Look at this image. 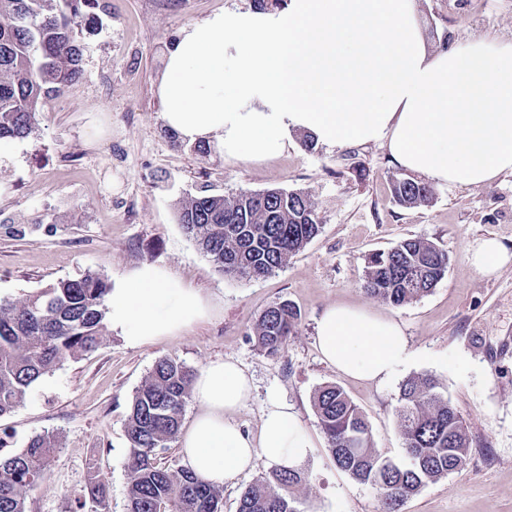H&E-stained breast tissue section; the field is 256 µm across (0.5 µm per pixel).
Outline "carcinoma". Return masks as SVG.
Listing matches in <instances>:
<instances>
[{"label": "carcinoma", "instance_id": "cac0c4a2", "mask_svg": "<svg viewBox=\"0 0 512 512\" xmlns=\"http://www.w3.org/2000/svg\"><path fill=\"white\" fill-rule=\"evenodd\" d=\"M93 0H0V140L28 136L43 101L82 73L76 28ZM395 202L407 209L433 199L426 183L395 176ZM185 233L226 275L266 277L288 263L319 232L315 206L299 190L280 188L232 196L200 195L178 214ZM448 253L423 238H408L365 259L367 293L395 306L428 294L448 269ZM107 277L86 272L60 280L23 302L0 299V417L24 400L30 387L65 362L95 351L102 341ZM298 312L287 301L268 307L253 335L269 355L285 349ZM193 369L165 357L135 390L126 437L130 492L126 512H222V492L188 468L158 462L159 451L178 437L191 398ZM313 406L336 466L375 487L383 512H402L429 482L460 468L470 445L466 427L429 375L408 379L400 391V427L406 462L371 445L368 421L335 384L320 387ZM61 447L53 432L32 437L10 456H0V512H27L28 495L48 476ZM305 472L278 467L242 493L238 512H299L293 490ZM106 488L93 474L81 508L105 510Z\"/></svg>", "mask_w": 512, "mask_h": 512}]
</instances>
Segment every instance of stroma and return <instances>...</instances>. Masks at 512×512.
Instances as JSON below:
<instances>
[{
	"mask_svg": "<svg viewBox=\"0 0 512 512\" xmlns=\"http://www.w3.org/2000/svg\"><path fill=\"white\" fill-rule=\"evenodd\" d=\"M253 7L254 0H96L79 27L80 78L0 157V298L22 301L89 270L117 288L153 264L212 308L179 335L138 347L105 329L95 352L41 378L23 405L0 418L11 453L47 431L62 438L27 512H77L93 473L107 485L108 512H126L128 404L163 357L195 370L237 361L253 383L251 401L235 416L246 431L257 432L270 390L294 408L313 441L302 465L308 479L294 490L299 512H381L378 490L337 468L313 407L315 391L330 383L343 388L365 415L374 448L400 460V387L431 375L465 423L470 448L460 469L428 483L403 512H512V263L490 276L470 263L487 238L512 253V172L479 188L434 184L429 205L406 209L391 194L400 169L381 142L308 150L296 139L260 164L224 159L211 147L176 146L158 94L168 45L217 11ZM420 12L438 47L483 35L512 41V0H420ZM271 188L307 194L320 229L264 278L224 275L178 222L188 197ZM9 224L24 227V235L8 234ZM410 237L447 251L445 276L401 306L367 295L366 254ZM281 301L295 306L299 319L284 351L271 356L258 347L253 326ZM339 303L401 324L408 356L387 380H355L323 359L317 320Z\"/></svg>",
	"mask_w": 512,
	"mask_h": 512,
	"instance_id": "stroma-1",
	"label": "stroma"
}]
</instances>
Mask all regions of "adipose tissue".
I'll use <instances>...</instances> for the list:
<instances>
[{"instance_id": "adipose-tissue-1", "label": "adipose tissue", "mask_w": 512, "mask_h": 512, "mask_svg": "<svg viewBox=\"0 0 512 512\" xmlns=\"http://www.w3.org/2000/svg\"><path fill=\"white\" fill-rule=\"evenodd\" d=\"M159 93L181 139L228 159H274L304 132L327 146L385 143L394 164L439 183L482 187L512 171V42L479 37L434 49L417 0H286L280 9L213 13L169 45ZM209 313L199 292L144 265L113 289L109 321L136 347ZM317 336L324 358L359 381L388 378L407 355L401 326L359 306L327 307ZM251 394L231 360L194 378L199 410L181 453L213 485L260 460L297 467L313 446L275 391L257 432L243 431L233 417Z\"/></svg>"}]
</instances>
